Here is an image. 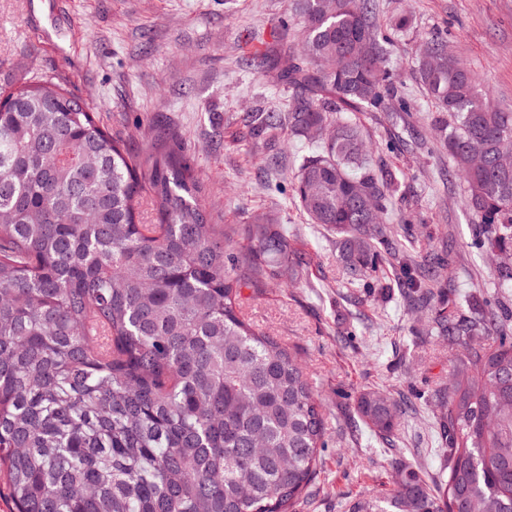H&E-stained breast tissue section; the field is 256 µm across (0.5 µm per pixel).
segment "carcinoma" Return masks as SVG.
<instances>
[{"label": "carcinoma", "mask_w": 512, "mask_h": 512, "mask_svg": "<svg viewBox=\"0 0 512 512\" xmlns=\"http://www.w3.org/2000/svg\"><path fill=\"white\" fill-rule=\"evenodd\" d=\"M301 45L283 22L276 81L293 93L268 125L317 143L295 197L336 231L347 280L398 259L404 293L426 289L384 223L399 187L376 171L353 112L403 110L373 0H295ZM417 72L437 104L448 175L463 181L475 246L512 254V107H499L444 39ZM206 188L179 148L144 157L51 82L0 96V490L14 512H293L325 447V420L295 355L241 315L239 264L288 272V239L269 214L244 254L211 223ZM149 197L157 223L138 218ZM512 289V264L493 274ZM431 331L461 349L444 402L448 474L435 489L407 472L347 512H512V311L469 315L437 293ZM493 332L494 344L471 337ZM383 436L395 412L357 399Z\"/></svg>", "instance_id": "carcinoma-1"}]
</instances>
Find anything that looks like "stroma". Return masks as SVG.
Here are the masks:
<instances>
[{
    "label": "stroma",
    "instance_id": "1",
    "mask_svg": "<svg viewBox=\"0 0 512 512\" xmlns=\"http://www.w3.org/2000/svg\"><path fill=\"white\" fill-rule=\"evenodd\" d=\"M413 13L407 32L396 16ZM289 0H0V92L34 80L62 82L134 155L184 145L206 186L214 223L247 243L256 216L276 213L288 235L287 283L243 287L240 310L301 360L327 424L317 476L294 512H346L350 501L391 489L412 470L434 484L448 464L440 389L455 356L430 334L426 310L409 305L393 275L348 284L333 230L308 223L293 199L305 144L287 127L251 133L258 112H284L290 92L245 68L271 52ZM395 81L410 104L361 112L380 171L400 187L389 206L398 241L426 261L454 252L455 309L470 313L492 287L494 261L474 247L475 219L463 185L448 178L435 139L434 103L416 76L420 39H447L495 101L512 105V0H377ZM414 221L401 223L405 213ZM390 396L392 437L360 419V393Z\"/></svg>",
    "mask_w": 512,
    "mask_h": 512
}]
</instances>
